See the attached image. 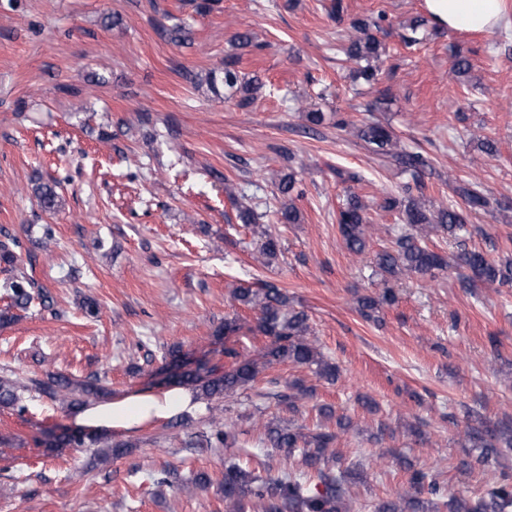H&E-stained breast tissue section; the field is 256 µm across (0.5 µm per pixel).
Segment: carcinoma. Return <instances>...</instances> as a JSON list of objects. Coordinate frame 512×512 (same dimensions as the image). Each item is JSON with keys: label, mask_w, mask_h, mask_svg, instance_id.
Returning <instances> with one entry per match:
<instances>
[{"label": "carcinoma", "mask_w": 512, "mask_h": 512, "mask_svg": "<svg viewBox=\"0 0 512 512\" xmlns=\"http://www.w3.org/2000/svg\"><path fill=\"white\" fill-rule=\"evenodd\" d=\"M160 25L162 35L176 45L191 41V28L187 21L168 12L163 13ZM385 15L375 18L353 19L349 28L353 34L344 49L347 62L352 64V77L372 86L379 80L380 63L386 48L378 38ZM403 41L416 45L426 34L441 35L443 30L427 27V20L414 19L406 27ZM239 57L230 55L224 60V70H210L205 74L187 76L196 86L207 85L209 90L227 100L234 99L241 106L252 104L264 84L257 77L245 79L237 69ZM305 118L312 126L331 122L344 129L347 120L339 112L309 111ZM357 137L371 149L389 157L403 171L409 173L414 186H405V197H387L380 208L399 212L400 220L407 230L395 234L393 246L381 250L374 257L375 272L381 276L382 291L377 295L357 298V310L370 321H379L382 306L397 302L390 282L404 275L419 274L431 279L450 268H462L458 274L460 287L468 290L479 282L488 288L512 286V258L494 259L476 250H463L451 257L433 249L435 237L454 236L468 223V217L476 210L494 212L501 208L498 199L481 192L476 185L464 184L455 188L463 201L460 207L432 209L425 201L412 194V189L422 190L423 177L432 171L431 158L422 153L398 147L392 132L378 123H364L357 129ZM296 174H283L277 189L287 201L274 211L277 223L299 224L301 212L290 198L296 189ZM43 210L53 212L58 207V194L52 183H39L34 189ZM370 205L361 197L350 193L344 199L338 212V230L346 250L354 255L363 254L374 230L368 211ZM236 218L241 224H256L260 219L255 209L244 202L236 203ZM259 256L256 260L263 265L275 261L279 254L278 239L271 233L262 232ZM37 285L33 276L21 271L9 283L10 298L16 307H26L32 298L31 291ZM232 299L238 304L258 311L255 327L249 328L270 339V343L253 357L248 351L233 346L224 347V365H200L194 370L177 371L166 380L167 384L191 387L199 399L212 401L232 396L251 387L262 369L273 364L291 363L296 366L314 368L315 374L329 382L340 378L338 366L324 358L316 340L310 338L309 318L305 311L291 305L288 294L273 284H245L234 288ZM31 388L40 394L59 400L72 408H81L96 399L108 395V389L98 380L75 379L64 375L49 374L42 379L30 380ZM314 395V388L296 380L289 384V392L277 394L279 404L288 412H300L299 402ZM18 386L8 377H0V407L21 408ZM320 431L305 434L299 428L270 421L263 426V443L266 447L283 454L296 462V467L276 476L262 478L237 464L224 468V504L227 512H350L351 502L344 484L347 479L360 478L358 474L336 472L341 458L332 445L336 433L329 423L346 431L352 426V418L337 411L330 405L317 408ZM211 437L226 448L239 444V434L231 424L224 422L221 414L210 418ZM464 435L470 447L477 454L460 462L461 467L483 473L498 469L502 449L512 448V420L497 422L479 420L467 426ZM46 445L50 448H98L101 437L81 430L64 431L52 436ZM408 473L407 487L378 503L376 512H429L438 506V501L447 496L448 489L438 477L407 460L400 461ZM318 481L312 486L310 480ZM446 506L450 512H512V476L505 471L496 472L487 478L482 492L475 497L453 495Z\"/></svg>", "instance_id": "cac0c4a2"}]
</instances>
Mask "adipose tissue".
Returning a JSON list of instances; mask_svg holds the SVG:
<instances>
[{"instance_id": "obj_1", "label": "adipose tissue", "mask_w": 512, "mask_h": 512, "mask_svg": "<svg viewBox=\"0 0 512 512\" xmlns=\"http://www.w3.org/2000/svg\"><path fill=\"white\" fill-rule=\"evenodd\" d=\"M502 0H425L433 21L451 31L479 32L499 27L503 21ZM200 407L191 390L174 387L160 391L132 392L89 405L75 417L84 431L100 436L115 431L132 432L145 424Z\"/></svg>"}]
</instances>
